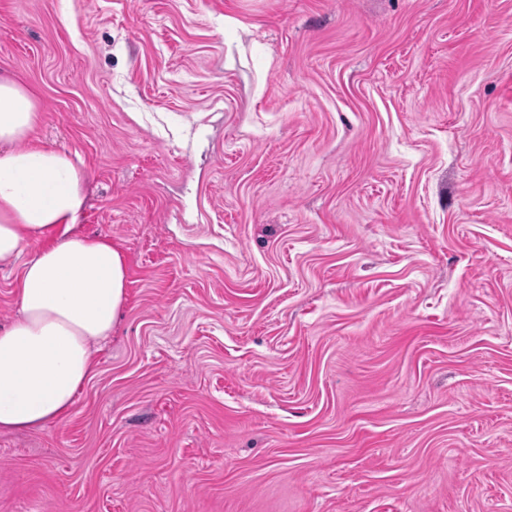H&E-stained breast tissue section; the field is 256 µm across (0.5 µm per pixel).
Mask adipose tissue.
<instances>
[{
    "instance_id": "ef3b65f1",
    "label": "adipose tissue",
    "mask_w": 512,
    "mask_h": 512,
    "mask_svg": "<svg viewBox=\"0 0 512 512\" xmlns=\"http://www.w3.org/2000/svg\"><path fill=\"white\" fill-rule=\"evenodd\" d=\"M39 118L34 90L0 74V260L41 241L16 287L19 316L0 326L6 430L66 417L127 301V257L111 239L74 233L83 173L68 153L33 145Z\"/></svg>"
}]
</instances>
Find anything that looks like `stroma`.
<instances>
[{"mask_svg":"<svg viewBox=\"0 0 512 512\" xmlns=\"http://www.w3.org/2000/svg\"><path fill=\"white\" fill-rule=\"evenodd\" d=\"M0 70L129 266L0 512H512V0H0Z\"/></svg>","mask_w":512,"mask_h":512,"instance_id":"1","label":"stroma"}]
</instances>
